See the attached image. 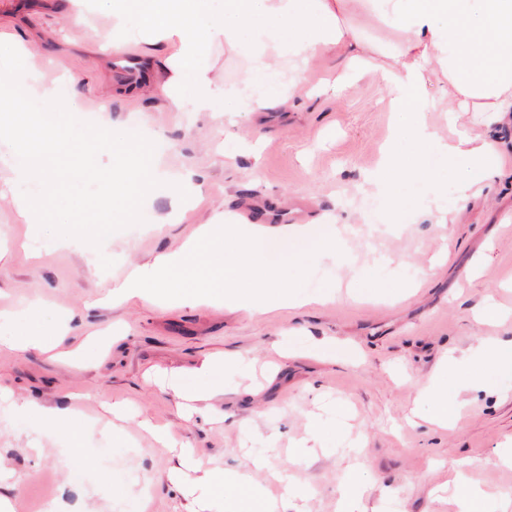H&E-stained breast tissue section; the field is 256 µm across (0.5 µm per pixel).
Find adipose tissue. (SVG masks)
<instances>
[{
  "instance_id": "adipose-tissue-1",
  "label": "adipose tissue",
  "mask_w": 512,
  "mask_h": 512,
  "mask_svg": "<svg viewBox=\"0 0 512 512\" xmlns=\"http://www.w3.org/2000/svg\"><path fill=\"white\" fill-rule=\"evenodd\" d=\"M355 6L397 35L390 66L376 67L379 46L346 22ZM102 12L110 17L113 47L148 45L157 75L148 95L162 112H210L219 102L228 112H265L327 92L342 95L366 74H376L388 89L395 131L410 128L416 150L408 157L386 152L381 167L366 176L367 185L387 194L399 179L426 178L430 154L482 175L479 184L460 182L451 208H443L441 191H434V208L427 213L431 223L454 220L504 167L512 166V143L497 135L501 128H512V0H224L220 12L212 0H64L65 19L78 30ZM219 48L246 60L247 73L238 86L226 87L216 74L210 55ZM326 57L335 58L336 76L314 81L315 66ZM439 75L448 87L435 97L428 87ZM444 110L482 113V132L443 136L427 116ZM343 221L351 224L355 218L327 213L308 225L271 226L239 223L215 211L178 249L131 263L107 297L117 304L198 306L207 303V289L219 276L226 300L237 309L257 314L282 305L298 309L306 300L280 290V263H298L305 253L335 257ZM461 358L477 364L468 381L473 391L483 389L484 369L512 372V344L484 343L460 356L449 354L445 363L452 366ZM228 362L225 356L201 360L195 372L203 385L191 393L176 375L166 373L162 379L178 400L202 403L204 412L218 416ZM82 400L73 395L64 408L17 397L11 404L18 415L64 428L76 451ZM171 478L190 496L204 486L218 498L233 485L248 512H278L277 504L265 501L260 489L236 474L217 480L201 474L192 448L182 449L181 465Z\"/></svg>"
}]
</instances>
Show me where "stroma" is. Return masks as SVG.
Returning <instances> with one entry per match:
<instances>
[{
    "mask_svg": "<svg viewBox=\"0 0 512 512\" xmlns=\"http://www.w3.org/2000/svg\"><path fill=\"white\" fill-rule=\"evenodd\" d=\"M0 31L29 43L45 82L75 75L88 114L108 109L113 126L162 143L168 170L194 166L209 182L204 204L178 224L155 227L173 197L164 190L143 204L144 221L110 235L101 248L60 249L54 237L14 222L0 201V334L25 329L27 304L38 303L37 325L68 324L88 345L85 367L46 354L0 351V386L14 394L64 407L70 393L86 392L97 416L83 434L86 474L65 467L66 435L15 414L0 401V489L14 512H184L170 482L176 452L156 447L140 421L167 424L177 444L195 448L204 468L251 475L253 461L269 460L280 483L302 479L304 496L292 512H337L343 484H357L364 512H453L448 476L457 463L478 461L470 479L486 491L484 512H512V466L489 457L512 448V372L487 370L488 391L465 390L468 362L448 370L461 384L455 427L429 421L434 405L416 397L448 349L512 341V175L489 198L470 204L439 232L422 212L438 181L453 203L464 173L438 156L429 176L395 185L391 196L372 193L363 177L375 170L391 134L388 95L366 77L343 96L327 93L302 107L254 112L237 123L209 112H153L142 93L154 74L141 47L102 54L105 20L69 38L56 0H0ZM404 209H397V202ZM237 211L259 224L311 222L324 211L359 215L347 225L332 260H305L280 269L281 285L299 286L310 305L267 315L224 304L223 287L197 307L133 303L100 310L91 303L120 279L129 262L177 249L211 209ZM445 254L434 276L417 269ZM113 259L102 269L101 257ZM479 272H472L474 258ZM494 306L507 319L476 323L474 311ZM239 354L225 369L224 419H185L172 393L148 379L155 369L183 372L188 389L201 385L192 370L206 356ZM124 403L125 435L107 431L102 401ZM306 451L289 456L295 443Z\"/></svg>",
    "mask_w": 512,
    "mask_h": 512,
    "instance_id": "1",
    "label": "stroma"
}]
</instances>
